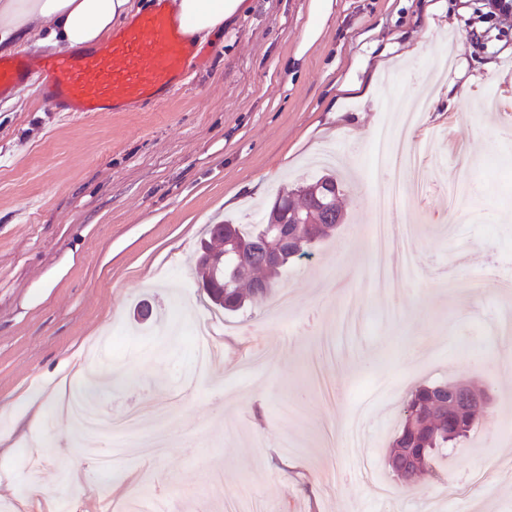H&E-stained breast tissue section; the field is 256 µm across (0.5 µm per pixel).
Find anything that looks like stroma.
<instances>
[{
	"mask_svg": "<svg viewBox=\"0 0 512 512\" xmlns=\"http://www.w3.org/2000/svg\"><path fill=\"white\" fill-rule=\"evenodd\" d=\"M308 0H246L219 37L189 58L169 100L135 112L78 114L42 105L34 90L0 99V512H35L40 484L68 512H107L154 496L166 512H512V363L499 362L490 324L512 314L491 289L473 293L482 253L512 276V138L484 151L491 130L512 131V22L485 17L483 0H335L322 38L294 52ZM352 91L338 93L341 84ZM421 95L409 145L432 142L443 169L467 167L456 202L429 184L401 202L396 221L417 228L412 273L395 289L374 279V190L369 166L381 127ZM339 148L345 222L311 259L289 267L273 300L227 314L197 286L205 225L260 221L277 194L319 177L314 159ZM153 303L161 321L134 322ZM207 322L217 356L198 362L189 333ZM109 335L101 365L111 387L103 414L171 396L159 457L129 451L116 483L83 494L58 449L93 466L82 431L58 416L53 391L82 387L77 369ZM480 340L481 363L460 355ZM420 343L412 361L403 351ZM387 389L375 393L378 382ZM466 381L492 405L461 448L414 493L380 499L350 467L384 450L416 387ZM365 410L374 438L341 448L347 420ZM45 423L39 474L28 480L27 415ZM483 471L465 499L448 495Z\"/></svg>",
	"mask_w": 512,
	"mask_h": 512,
	"instance_id": "35a3bbf8",
	"label": "stroma"
}]
</instances>
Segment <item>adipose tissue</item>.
<instances>
[{
    "mask_svg": "<svg viewBox=\"0 0 512 512\" xmlns=\"http://www.w3.org/2000/svg\"><path fill=\"white\" fill-rule=\"evenodd\" d=\"M245 0H178L185 35L197 41L222 34ZM133 0H0V45L19 46L33 29L55 49L92 45L132 16Z\"/></svg>",
    "mask_w": 512,
    "mask_h": 512,
    "instance_id": "ef3b65f1",
    "label": "adipose tissue"
}]
</instances>
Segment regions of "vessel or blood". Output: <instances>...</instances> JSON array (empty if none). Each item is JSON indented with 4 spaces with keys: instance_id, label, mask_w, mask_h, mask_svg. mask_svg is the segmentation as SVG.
Instances as JSON below:
<instances>
[{
    "instance_id": "obj_1",
    "label": "vessel or blood",
    "mask_w": 512,
    "mask_h": 512,
    "mask_svg": "<svg viewBox=\"0 0 512 512\" xmlns=\"http://www.w3.org/2000/svg\"><path fill=\"white\" fill-rule=\"evenodd\" d=\"M188 56L170 0H156L151 12L97 45L0 57V98L34 84L58 112H129L164 103L181 82Z\"/></svg>"
}]
</instances>
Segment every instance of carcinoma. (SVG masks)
Wrapping results in <instances>:
<instances>
[{
    "label": "carcinoma",
    "instance_id": "obj_1",
    "mask_svg": "<svg viewBox=\"0 0 512 512\" xmlns=\"http://www.w3.org/2000/svg\"><path fill=\"white\" fill-rule=\"evenodd\" d=\"M282 205L288 210H309L310 200L295 191L280 194ZM330 208L316 214L317 224H306L302 228L304 241L302 246L305 256H310L312 249L335 229L331 225L336 219H344L337 205V194L331 192L328 197ZM267 230V217H262L258 224H213L210 226V239L200 245L211 252L221 254L228 249V241L238 240L256 245L260 243ZM253 267L254 276L244 283L231 281L229 274H212L199 268L201 280H210L213 292L208 294L210 302L227 313L240 311L252 298H267L274 288L276 280L288 264L296 257L289 252L284 255L279 270L273 271L264 266V256L257 251L247 256ZM486 391L474 384L462 387L458 383H438L427 385L411 392L403 405V422L400 432L390 443L386 461L388 473L400 484L412 487L421 481L438 459L446 457L444 448H454L461 444L472 430L475 420L471 410L477 404H486Z\"/></svg>",
    "mask_w": 512,
    "mask_h": 512
}]
</instances>
